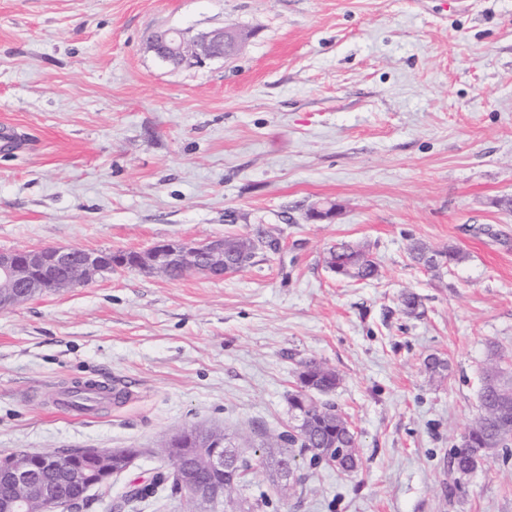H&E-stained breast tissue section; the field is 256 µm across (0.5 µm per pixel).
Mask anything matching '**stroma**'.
Returning a JSON list of instances; mask_svg holds the SVG:
<instances>
[{
  "label": "stroma",
  "instance_id": "35a3bbf8",
  "mask_svg": "<svg viewBox=\"0 0 512 512\" xmlns=\"http://www.w3.org/2000/svg\"><path fill=\"white\" fill-rule=\"evenodd\" d=\"M224 26L240 51L192 68L146 42ZM2 126L0 251L278 242L221 278L118 269L0 311V455L137 451L75 512L169 471L178 430H287L309 360L362 465L301 463L256 512H512V459L448 493L482 371L512 360V0H0ZM341 241L373 281L328 267ZM416 241L459 259L426 269ZM77 381L110 393L62 410ZM330 268L349 271L347 278L353 282H362L375 278L378 267L369 251L360 245H353L348 242L337 243L331 248L326 258Z\"/></svg>",
  "mask_w": 512,
  "mask_h": 512
}]
</instances>
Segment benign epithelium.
Listing matches in <instances>:
<instances>
[{
  "label": "benign epithelium",
  "instance_id": "7a95c632",
  "mask_svg": "<svg viewBox=\"0 0 512 512\" xmlns=\"http://www.w3.org/2000/svg\"><path fill=\"white\" fill-rule=\"evenodd\" d=\"M243 40L233 27H222L188 38L178 30L155 33L147 38L149 48L164 62L175 67H193L206 60L223 58ZM229 239L215 236L203 241L182 240L156 244L135 252L132 261L118 252L89 251L71 247H44L9 252L0 251V310L37 296L85 286L96 276L128 269L164 274L174 266L188 272L221 278L240 272L254 258L259 243L236 240L238 253L229 262L224 248ZM238 448H213L195 466L177 460L171 477L182 486L186 512H199L201 506L224 505L225 484L217 480L228 461L238 457ZM95 463L99 478L87 485L90 491L110 482L120 471L96 449L13 453L0 457V512H28L25 493L32 490L41 503V512H61L69 500L61 498L57 474L71 469L76 461Z\"/></svg>",
  "mask_w": 512,
  "mask_h": 512
}]
</instances>
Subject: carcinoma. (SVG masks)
<instances>
[{
    "label": "carcinoma",
    "instance_id": "cac0c4a2",
    "mask_svg": "<svg viewBox=\"0 0 512 512\" xmlns=\"http://www.w3.org/2000/svg\"><path fill=\"white\" fill-rule=\"evenodd\" d=\"M330 268L348 270L347 278L354 282H362L375 278L378 267L369 251L360 245L341 242L331 248L326 258ZM500 370L498 363L491 362L483 370L481 376L480 404H493L495 395L486 384ZM299 386L289 398L290 410L298 418L296 425L290 431L270 434L258 447L254 448V458L263 468L277 474L283 459L296 463V458H309V462L318 465L322 462L331 464L333 458L329 455L332 447L346 449L337 470L342 473L355 471L360 464L357 452V439L347 419L339 413L335 406L315 399L319 394H329L335 391L339 384V376L332 369L320 363H306L298 375ZM197 427L185 430L183 438L184 460L189 463L207 451L205 444L197 442ZM470 442L453 449L451 454V481L448 483L450 493L459 494L465 490V479L474 473L482 464L480 448L487 442H493L497 448L491 457L507 454L512 447V411L501 416H494L485 410L480 414L468 430ZM103 455L112 456V466L115 468L127 466L135 454L120 448H104ZM95 472L84 473L76 469L65 485L64 496L79 501L85 499L82 486L87 481H95ZM171 483V491L181 492L176 481L170 480L169 475L160 473L153 480L140 487L141 496L155 493L166 483Z\"/></svg>",
    "mask_w": 512,
    "mask_h": 512
}]
</instances>
